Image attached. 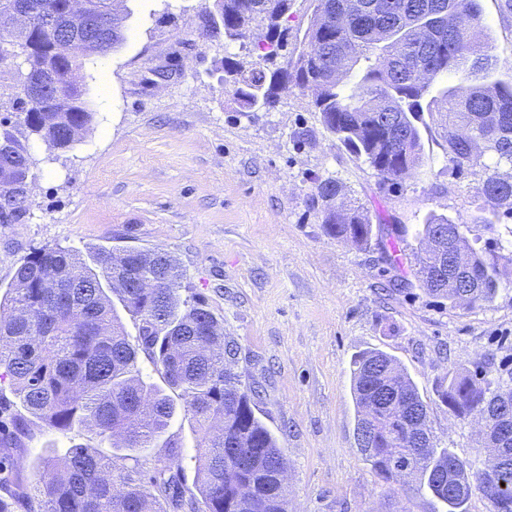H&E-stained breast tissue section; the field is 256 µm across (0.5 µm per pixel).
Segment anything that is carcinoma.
<instances>
[{
	"label": "carcinoma",
	"mask_w": 512,
	"mask_h": 512,
	"mask_svg": "<svg viewBox=\"0 0 512 512\" xmlns=\"http://www.w3.org/2000/svg\"><path fill=\"white\" fill-rule=\"evenodd\" d=\"M24 2L51 22L0 31V50L15 45L30 50L19 87L0 92V98L8 97L10 108L23 114L28 134L50 150L65 151L95 118L79 72L86 60L102 55L105 42L120 45L124 33L120 29L112 37L95 27L78 30L84 50L75 54L67 38L68 0ZM293 5L294 0H213L201 14V27L213 35L235 39L254 30L265 61L291 47L284 68L245 71L224 60L240 108L253 111L275 103L276 90L285 83L314 89L313 106L326 129L384 181L401 180L422 162L423 113L436 112L448 161L462 170L489 155L493 165L485 166L480 194L493 213L512 215V178L495 171L512 166V80H490L498 59L489 40L473 38L485 28L479 0H310L308 26L290 43L281 21ZM426 17L432 29L416 41L410 29ZM457 73L463 78L441 100L428 98L436 79ZM37 75L53 78L58 87L38 98L25 94ZM352 76L358 80L349 82ZM378 112L385 113V121L376 118ZM391 124L401 132L397 150L390 144ZM33 165L28 147L3 125L0 224H20L27 217L30 200L22 185L34 176ZM340 193L336 181L316 179L315 198L322 202L327 230L358 246L370 244L373 225L357 210L336 205ZM442 225L477 274L470 288L441 271L438 255L428 247ZM493 229L492 223L429 217L418 233L426 247L417 256L416 270L425 293L452 307L466 293L465 305L475 307L511 286L501 268L512 266V241L493 238L481 250L469 244L468 235ZM124 252L120 258L114 248L99 246L85 256L45 245L16 267L0 296V377L10 378L21 410L0 420V432L11 430L10 442L18 448L35 419L60 432L84 423L119 440L117 450L152 446L168 429L176 403L143 380L139 362L144 358L179 392L197 424L196 493L184 495L183 454L174 442L139 479L118 466L127 454L75 446L59 456L50 448L34 461L37 479L30 484L20 479L13 455H0V512H226L224 507L246 495L252 483L246 512H288L287 502L274 492L271 469L284 454L228 367L236 346L224 341V329L204 301L181 296L184 274L165 251ZM145 280L157 287H136ZM110 291L137 322V342L128 339ZM351 375L357 441L375 473L386 481H415L448 512H465L474 476L437 446L427 406L408 374L392 356L368 350L352 359ZM438 396L454 417H481L495 428L501 410L512 413V376L505 381L459 373L440 385ZM481 495L489 512H498L499 500H512L511 452L500 462L496 484Z\"/></svg>",
	"instance_id": "cac0c4a2"
}]
</instances>
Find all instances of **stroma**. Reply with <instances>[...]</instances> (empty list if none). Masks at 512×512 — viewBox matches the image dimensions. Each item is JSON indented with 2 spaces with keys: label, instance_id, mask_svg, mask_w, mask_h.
I'll list each match as a JSON object with an SVG mask.
<instances>
[{
  "label": "stroma",
  "instance_id": "obj_1",
  "mask_svg": "<svg viewBox=\"0 0 512 512\" xmlns=\"http://www.w3.org/2000/svg\"><path fill=\"white\" fill-rule=\"evenodd\" d=\"M479 3L494 54L512 63V10ZM205 6L119 0L123 43L82 71L96 123L67 151L28 141L35 189L24 223L0 224V289L44 245L162 249L237 348L234 369L288 460V512H446L430 491L383 480L365 461L351 361L390 354L416 384L438 446L485 467L481 425L454 418L437 390L460 372L512 371V290L453 308L426 296L412 272L430 216L488 217L485 171L449 162L434 116L421 128L422 164L384 182L325 129L312 90L290 84L271 107L239 108L224 62L255 65L259 53L252 41L204 31ZM318 178L336 180L341 203L370 224L399 225L400 236L358 247L328 234L313 199ZM400 276L408 287L389 291ZM50 444L113 448L84 426L35 423L13 451L24 481Z\"/></svg>",
  "mask_w": 512,
  "mask_h": 512
}]
</instances>
